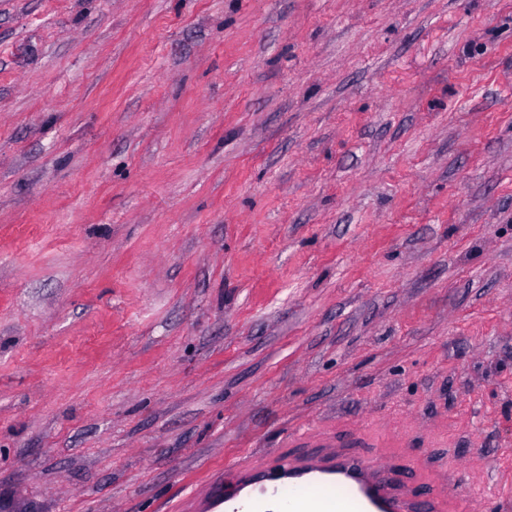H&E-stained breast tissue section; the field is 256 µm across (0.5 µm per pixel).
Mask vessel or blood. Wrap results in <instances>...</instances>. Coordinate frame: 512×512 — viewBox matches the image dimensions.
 I'll list each match as a JSON object with an SVG mask.
<instances>
[{
	"label": "vessel or blood",
	"instance_id": "obj_1",
	"mask_svg": "<svg viewBox=\"0 0 512 512\" xmlns=\"http://www.w3.org/2000/svg\"><path fill=\"white\" fill-rule=\"evenodd\" d=\"M396 456L362 430L344 437L320 435L292 452L247 454L193 484L187 512L200 507L224 512H450L447 487L427 478L410 482Z\"/></svg>",
	"mask_w": 512,
	"mask_h": 512
}]
</instances>
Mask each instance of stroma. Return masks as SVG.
<instances>
[{
  "instance_id": "obj_1",
  "label": "stroma",
  "mask_w": 512,
  "mask_h": 512,
  "mask_svg": "<svg viewBox=\"0 0 512 512\" xmlns=\"http://www.w3.org/2000/svg\"><path fill=\"white\" fill-rule=\"evenodd\" d=\"M356 428L512 503V0H0V512Z\"/></svg>"
}]
</instances>
